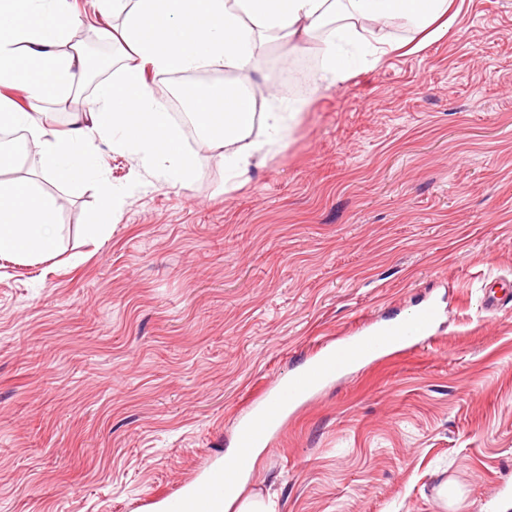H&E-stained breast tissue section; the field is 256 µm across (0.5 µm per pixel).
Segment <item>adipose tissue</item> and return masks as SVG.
<instances>
[{
	"instance_id": "1",
	"label": "adipose tissue",
	"mask_w": 512,
	"mask_h": 512,
	"mask_svg": "<svg viewBox=\"0 0 512 512\" xmlns=\"http://www.w3.org/2000/svg\"><path fill=\"white\" fill-rule=\"evenodd\" d=\"M103 14L120 17L119 31H105L118 46L120 75L100 83L84 113L69 127H52L43 110L52 98L79 93L91 68L79 50H66L65 32L80 20L70 0H0V129L21 132L16 144H0V160L19 164L38 149L46 178L73 182L99 178L103 205L87 225L90 237H104L120 190L102 180L97 162L101 142L129 151L168 180L189 184L195 157L187 152L170 114L154 91L151 75L222 68L245 75L232 94H208L192 104L197 124L223 111L219 129L206 128L204 143L216 152L231 179L246 175L265 159L267 143L285 138L298 112L260 110L272 95L270 82L249 75L264 45H292L313 38L323 54L322 83L349 76L343 52L357 41L372 62L400 51L418 52L445 37L454 0H99ZM398 22L413 39L389 41L380 26ZM24 93L19 107L11 89ZM60 204L36 184L0 178V258L42 262L61 248L57 228Z\"/></svg>"
}]
</instances>
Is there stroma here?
I'll use <instances>...</instances> for the list:
<instances>
[{
    "label": "stroma",
    "mask_w": 512,
    "mask_h": 512,
    "mask_svg": "<svg viewBox=\"0 0 512 512\" xmlns=\"http://www.w3.org/2000/svg\"><path fill=\"white\" fill-rule=\"evenodd\" d=\"M446 37L276 105L286 144L239 186L202 140L193 180L98 161L130 196L99 241L91 181L58 198L65 252L0 258V512H160L222 467L265 385L324 342L446 313L431 346L352 370L288 419L245 496L277 512H502L512 504V0H455ZM315 41L270 45L280 82ZM461 500L447 505L444 482Z\"/></svg>",
    "instance_id": "stroma-1"
}]
</instances>
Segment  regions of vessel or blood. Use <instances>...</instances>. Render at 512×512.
Masks as SVG:
<instances>
[{
	"label": "vessel or blood",
	"mask_w": 512,
	"mask_h": 512,
	"mask_svg": "<svg viewBox=\"0 0 512 512\" xmlns=\"http://www.w3.org/2000/svg\"><path fill=\"white\" fill-rule=\"evenodd\" d=\"M440 318L441 309L436 302L421 301L409 317L370 324L362 335L337 345L321 346L318 353L286 381L276 382L260 392L237 422L238 454L226 459L223 468L212 471L197 484L196 512H209L212 503L223 496L227 475L250 470L248 449L266 447L281 433L289 413L311 402L323 386L345 375L352 367L385 357L390 343H397L405 351L430 344Z\"/></svg>",
	"instance_id": "vessel-or-blood-1"
}]
</instances>
